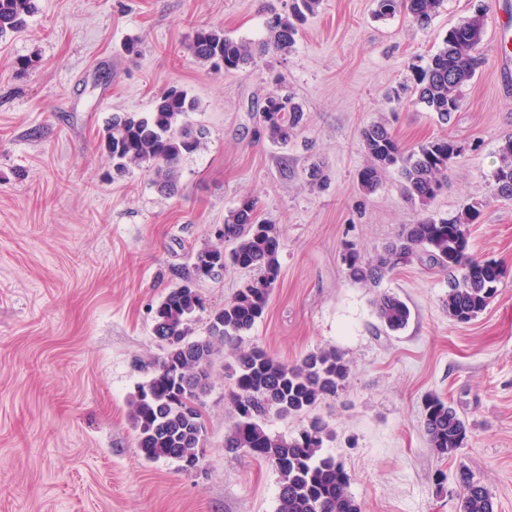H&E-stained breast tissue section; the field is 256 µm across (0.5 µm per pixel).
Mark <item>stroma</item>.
Masks as SVG:
<instances>
[{"mask_svg":"<svg viewBox=\"0 0 512 512\" xmlns=\"http://www.w3.org/2000/svg\"><path fill=\"white\" fill-rule=\"evenodd\" d=\"M284 3L36 0L25 28L0 40V512H277L272 464L224 452L234 409L223 374L204 399L207 445L194 471L142 459L128 419L130 395L164 354L152 333L157 303L250 196L280 227L281 272L243 344L285 362L344 352L347 387L314 413L335 433L327 451L362 512H459L463 468L488 488L495 512H512V201L496 199L491 180L512 135V76L497 62L500 12H512V0H444L424 29L376 18V0H323L292 51L265 66L216 74L189 53L201 27L264 40L269 9ZM480 9L485 62L449 124L424 105L387 100L411 64ZM129 42L136 55L125 53ZM21 58L31 61L22 74ZM173 83L197 100L189 121L208 136L181 160L178 192L166 197L145 170L113 179L100 137L113 114L150 111ZM275 90L305 113L285 146L256 135V103ZM373 122L407 151L446 135L463 146L426 211L482 205L468 252L505 273L469 323L445 313L443 271L414 261L375 288L344 272V245L372 257L424 211L405 200L397 170L361 190V131ZM314 164L329 177L325 189L305 180ZM243 278L230 271L200 283L196 335ZM380 292L407 303L404 328L382 327ZM430 395L468 424L453 457L429 445Z\"/></svg>","mask_w":512,"mask_h":512,"instance_id":"1","label":"stroma"}]
</instances>
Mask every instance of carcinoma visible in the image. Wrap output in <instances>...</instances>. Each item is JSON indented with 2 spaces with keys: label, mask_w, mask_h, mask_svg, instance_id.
I'll return each mask as SVG.
<instances>
[{
  "label": "carcinoma",
  "mask_w": 512,
  "mask_h": 512,
  "mask_svg": "<svg viewBox=\"0 0 512 512\" xmlns=\"http://www.w3.org/2000/svg\"><path fill=\"white\" fill-rule=\"evenodd\" d=\"M321 2L289 0L285 12L274 14L267 23L270 36L265 41L237 39L221 29L202 27L194 32L189 50L215 73L256 65L271 52L290 51L298 25L315 14ZM443 2L377 0L376 16L402 14L424 29ZM35 9V0H0V38L23 29ZM485 30L486 14L467 16L448 31L425 64L412 66L411 84L403 91L444 124L461 107L463 89L483 64L479 48ZM196 110V100L172 85L155 97L149 112L112 116L101 135V145L112 160L113 172L123 175L134 167L144 168L152 173L160 192H175L177 165L183 156L197 151L207 135L204 128H194L187 121L188 114ZM257 112L261 131L278 144H288L304 120L302 107L287 94L267 95ZM448 141V137L435 138L407 152L385 124L368 125L361 132L368 157L358 174L361 190L373 192L384 173L396 167L406 198L428 206L448 184V167L459 156ZM500 153L501 163L492 173L495 198L512 201L511 136ZM480 207L475 201L451 217L428 215L405 224L394 241L367 259L353 245L345 246L342 262L348 277L375 287L388 272L417 259L448 272L444 300L448 318L459 324L472 321L496 296L503 277L497 262L477 261L468 254L469 225L478 220ZM279 250L278 225L260 217L256 199L245 198L224 217L218 243L191 254L187 270L179 273L181 284L170 289L155 308L152 331L164 355L128 403L136 448L143 459L170 460L182 471L203 458L204 397L212 387L224 346H233V364L228 369L235 420L224 436V451L248 453L275 466L280 474L278 512H361L348 491L349 476L343 464L323 452L334 437L326 421L314 417L288 438L265 428L271 415L299 417L338 397L350 374L344 354L335 348L316 349L289 364L258 346L237 347L266 311L280 275ZM230 270L251 271L253 276L223 307L210 313L205 335H195L194 314L203 309L198 284ZM374 306L387 329L397 331L408 323L410 309L399 297L380 293ZM424 430L431 448L442 457L454 456L468 441L465 420L436 395L424 402ZM457 481L462 489L460 512H494L489 490L472 474L461 470Z\"/></svg>",
  "instance_id": "obj_1"
}]
</instances>
